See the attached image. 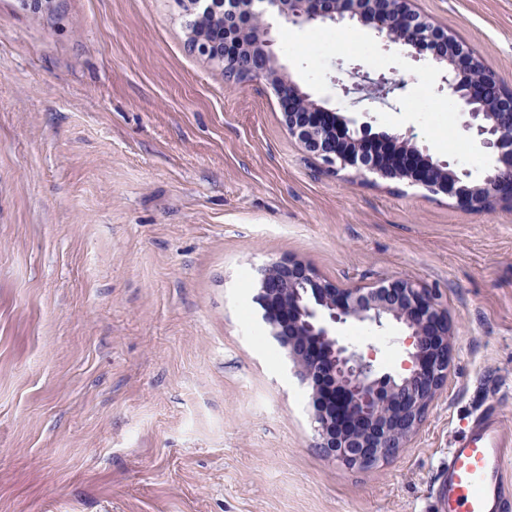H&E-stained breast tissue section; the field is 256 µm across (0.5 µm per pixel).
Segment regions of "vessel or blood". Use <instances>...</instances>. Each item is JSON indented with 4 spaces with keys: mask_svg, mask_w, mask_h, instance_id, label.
<instances>
[{
    "mask_svg": "<svg viewBox=\"0 0 512 512\" xmlns=\"http://www.w3.org/2000/svg\"><path fill=\"white\" fill-rule=\"evenodd\" d=\"M511 447L512 439L506 436L497 411L476 415L448 450L441 512H504L512 501V485L504 470Z\"/></svg>",
    "mask_w": 512,
    "mask_h": 512,
    "instance_id": "vessel-or-blood-1",
    "label": "vessel or blood"
}]
</instances>
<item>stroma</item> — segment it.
<instances>
[{
    "instance_id": "stroma-1",
    "label": "stroma",
    "mask_w": 512,
    "mask_h": 512,
    "mask_svg": "<svg viewBox=\"0 0 512 512\" xmlns=\"http://www.w3.org/2000/svg\"><path fill=\"white\" fill-rule=\"evenodd\" d=\"M413 7L512 90V0ZM191 20L182 0H0V512H437L467 421L493 408L512 435V204L329 167L266 81L191 50ZM272 37L318 105L484 177L437 67L356 21ZM286 258L407 278L448 312V378L373 468L315 448L310 388L245 318ZM336 332L408 374L400 322Z\"/></svg>"
}]
</instances>
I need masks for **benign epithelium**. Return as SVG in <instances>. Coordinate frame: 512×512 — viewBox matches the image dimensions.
<instances>
[{
	"mask_svg": "<svg viewBox=\"0 0 512 512\" xmlns=\"http://www.w3.org/2000/svg\"><path fill=\"white\" fill-rule=\"evenodd\" d=\"M220 17L217 36L191 35V46L224 65L229 83L266 79L278 96L288 134L307 152L338 169L366 170L406 179L443 193L458 206L482 211L512 202V97L496 74L453 33L412 8V0H242ZM277 15L294 25L356 20L378 36L406 46L414 58L429 57L446 69L448 99L463 127L495 166L475 184L466 172L423 154L410 137L371 132L312 104L273 65L271 26ZM477 68L480 77L467 78ZM256 301L272 335L295 367V376L314 390L315 447L349 468L367 469L393 456L418 429L436 391L448 377V313L429 289L404 278L374 286L341 287L300 260L271 262L258 269ZM392 317L412 339L413 370L399 380L379 376L371 362L341 345L332 324L354 319L377 325Z\"/></svg>",
	"mask_w": 512,
	"mask_h": 512,
	"instance_id": "obj_1",
	"label": "benign epithelium"
}]
</instances>
